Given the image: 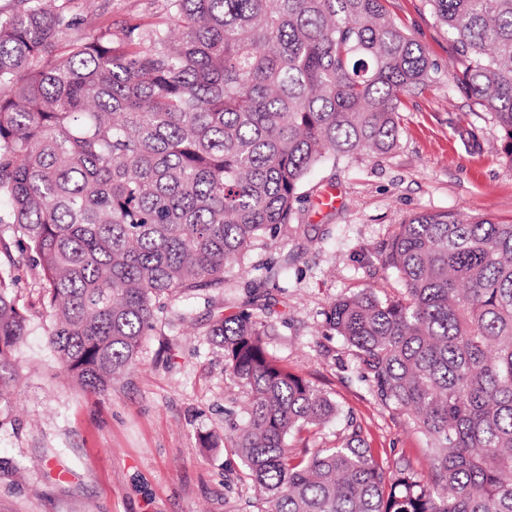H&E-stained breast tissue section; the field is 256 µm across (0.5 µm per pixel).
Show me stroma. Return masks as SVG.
<instances>
[{
	"instance_id": "1",
	"label": "stroma",
	"mask_w": 512,
	"mask_h": 512,
	"mask_svg": "<svg viewBox=\"0 0 512 512\" xmlns=\"http://www.w3.org/2000/svg\"><path fill=\"white\" fill-rule=\"evenodd\" d=\"M160 0H69L77 30L155 20ZM390 16L427 50L431 82L403 97L395 149L383 156L322 160L307 175L293 221L255 241L224 285L176 295L144 336L139 364L103 393L73 383L48 344L51 323L27 266L15 269L17 299L32 313L16 352V385L0 399V512H254L258 494L242 476L231 423L249 397L224 369L205 333L252 295L272 311L269 352L326 392L339 414L307 435L332 448L349 417L389 465L426 472V437L401 410L375 402L352 349L328 334L331 303L369 288L380 298L402 284L378 252L400 224L425 212L512 222V164L500 131L455 91L452 40L428 0H386ZM336 207L323 203L324 196Z\"/></svg>"
}]
</instances>
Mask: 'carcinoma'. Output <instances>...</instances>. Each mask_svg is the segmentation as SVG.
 <instances>
[{"label": "carcinoma", "mask_w": 512, "mask_h": 512, "mask_svg": "<svg viewBox=\"0 0 512 512\" xmlns=\"http://www.w3.org/2000/svg\"><path fill=\"white\" fill-rule=\"evenodd\" d=\"M455 45L454 87L490 114L512 163V0H428ZM64 0L0 12V397L35 270L49 344L84 389L137 365L165 301L296 213L327 156L397 145L403 95L434 64L384 0H164L153 22L83 35ZM19 256H14L12 247ZM403 292L327 309L361 378L429 441L428 472L386 468L347 421L334 448H290L335 402L271 355L249 312L206 333L250 398L225 441L259 512H512V224L421 213L380 249Z\"/></svg>", "instance_id": "cac0c4a2"}]
</instances>
